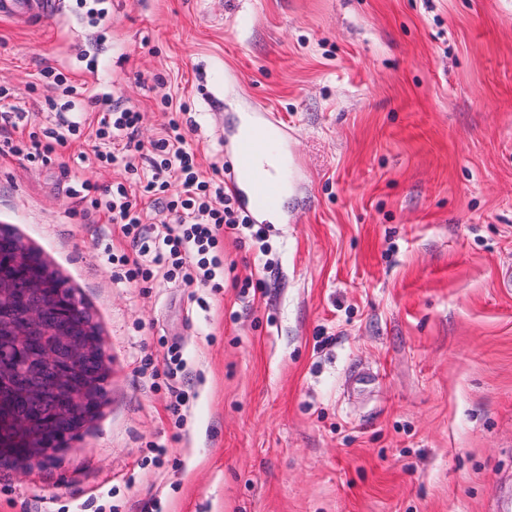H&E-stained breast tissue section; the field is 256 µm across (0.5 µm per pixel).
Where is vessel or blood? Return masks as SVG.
Returning <instances> with one entry per match:
<instances>
[{"instance_id": "b4317fda", "label": "vessel or blood", "mask_w": 512, "mask_h": 512, "mask_svg": "<svg viewBox=\"0 0 512 512\" xmlns=\"http://www.w3.org/2000/svg\"><path fill=\"white\" fill-rule=\"evenodd\" d=\"M61 8V0H0V19L43 20ZM224 139L232 156L228 188L251 222H287V195L297 192L299 180L295 167L285 162L288 136L283 127L236 119Z\"/></svg>"}]
</instances>
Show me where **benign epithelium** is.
<instances>
[{"label":"benign epithelium","instance_id":"benign-epithelium-1","mask_svg":"<svg viewBox=\"0 0 512 512\" xmlns=\"http://www.w3.org/2000/svg\"><path fill=\"white\" fill-rule=\"evenodd\" d=\"M21 276H0V382L29 414L0 424V461L49 459L99 413L105 354L88 310L29 272L28 246L10 245Z\"/></svg>","mask_w":512,"mask_h":512}]
</instances>
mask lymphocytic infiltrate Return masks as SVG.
Masks as SVG:
<instances>
[{"mask_svg":"<svg viewBox=\"0 0 512 512\" xmlns=\"http://www.w3.org/2000/svg\"><path fill=\"white\" fill-rule=\"evenodd\" d=\"M93 101L100 112L95 125L83 117L63 116L57 128L27 137L16 133V113L1 111L5 138L0 145L27 161H44L81 127H88L96 160L137 175L141 188L136 195L125 183L114 182L101 205L107 223L120 227L133 250L121 258L126 281L136 285L161 275L188 287L214 286L224 268L225 233L259 240L264 228L250 222L223 179L202 173L179 117L170 118L145 143L138 137L142 115L133 106L108 94L94 96ZM141 196L164 213L163 222H142L137 202Z\"/></svg>","mask_w":512,"mask_h":512,"instance_id":"1","label":"lymphocytic infiltrate"}]
</instances>
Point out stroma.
I'll use <instances>...</instances> for the list:
<instances>
[{
	"mask_svg": "<svg viewBox=\"0 0 512 512\" xmlns=\"http://www.w3.org/2000/svg\"><path fill=\"white\" fill-rule=\"evenodd\" d=\"M109 92L150 139L185 100L203 167L260 106L299 164L295 222L224 237V286L132 288L68 195L71 143L0 156V227L98 326L99 414L0 465V512H496L512 500V0H64L0 19V86L37 130ZM182 367L164 374L171 356ZM189 402L182 418L167 406Z\"/></svg>",
	"mask_w": 512,
	"mask_h": 512,
	"instance_id": "stroma-1",
	"label": "stroma"
}]
</instances>
